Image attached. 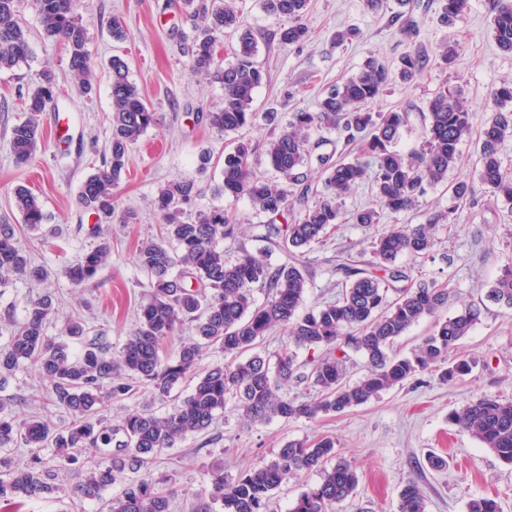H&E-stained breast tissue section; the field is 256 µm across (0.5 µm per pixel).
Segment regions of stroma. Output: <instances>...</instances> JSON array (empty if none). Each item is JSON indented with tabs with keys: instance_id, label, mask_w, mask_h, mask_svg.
Masks as SVG:
<instances>
[{
	"instance_id": "obj_1",
	"label": "stroma",
	"mask_w": 512,
	"mask_h": 512,
	"mask_svg": "<svg viewBox=\"0 0 512 512\" xmlns=\"http://www.w3.org/2000/svg\"><path fill=\"white\" fill-rule=\"evenodd\" d=\"M495 4L496 0H470L468 10L445 25L440 21L442 0H406L402 5L387 0L377 11L365 0H310L303 19L308 36L297 46L280 43L276 32L282 21L264 11L262 0H239L241 19L256 36V59L266 73L253 107L259 114H277L275 124L259 118L241 132L257 148L258 174L279 181L267 162L266 143L287 126L296 110H316L328 86L357 74L373 54L390 65L415 49L433 56L421 77L392 85L369 106L373 112L409 111L410 123L398 142L402 152L419 147L421 113L440 88L459 90L474 114V124H481L492 90L512 83V54L503 53L491 33ZM19 11L28 29L29 54L13 69L0 70V224L17 225L18 247L48 276L42 281L15 280L0 295V308H13L11 319L0 318V346L23 322L31 300L49 293L57 315L46 327L48 336L61 338L65 320L78 316L92 332L104 334L112 354H119L151 291L134 255L142 243L157 237L160 219L153 201L158 188L173 180L194 185L183 220L220 207L238 223L236 239L223 243L227 257L243 247L263 248L272 263L283 261L281 250L256 238L266 216L246 198H229L219 190L224 155L232 149L234 137L213 129L205 119L206 113L221 107L224 88L216 78L196 75L190 68L200 21L182 0H79L76 13L87 31L96 70L87 94L80 93L72 79L60 43L44 34L34 0H20ZM400 11L416 20L414 35L405 36L391 26V17ZM115 18L128 32L121 42L110 33L109 23ZM348 29L354 32L352 39L337 45L336 33ZM446 43L458 47L457 58L448 66L435 56ZM116 55L127 62L130 81L158 121L134 146L115 190V212L102 219L86 211L78 196L85 177L102 166L108 153L112 98L107 66ZM44 69L56 77L58 108L40 114L44 139L35 155L20 164L10 149V128L24 119L21 99ZM459 154L448 180L470 182L474 204L452 208L445 186L438 185L428 188L408 213L386 216L369 227L347 221L329 231L308 251L309 286L302 308L318 307L340 293V277L326 263L337 247L350 246L368 261L372 242L392 225L423 224L430 216L444 214L431 257L404 256L399 263L412 268L416 279L453 289L448 314L467 305L480 308V322L452 353L453 358L472 362L471 373L451 382L428 374L423 383L405 384L367 404L313 421L275 418L253 425L234 407H226L207 432L187 436L152 465V474L170 478L178 491L172 512H188L194 495L208 488L212 465H223L225 479L233 481L254 465L275 459L286 441L321 437L333 439L338 453L358 474L355 494L337 504L336 512H397L399 492L411 479L423 492L426 512H467L469 501L481 496L495 499L500 512H512V467L448 420L452 409L485 396L512 399V309L486 298L506 257L512 256V206L492 198L481 184L475 138L463 141ZM19 183L28 186L43 207L46 222L40 230L24 227L12 203V190ZM97 223L109 229L112 256L92 280L74 285L64 270L96 245L91 229ZM46 395L45 382L29 364L0 389V399H11L18 420L45 414L55 424L67 423L64 409L45 406ZM431 452L446 459V468H429L426 457Z\"/></svg>"
}]
</instances>
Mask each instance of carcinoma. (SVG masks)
Masks as SVG:
<instances>
[{"mask_svg":"<svg viewBox=\"0 0 512 512\" xmlns=\"http://www.w3.org/2000/svg\"><path fill=\"white\" fill-rule=\"evenodd\" d=\"M264 10L288 25L277 32L283 44H299L307 37L303 23L309 0H262ZM18 0H0V69L13 68L29 52L28 33L18 18ZM39 23L46 36L59 40L70 71L80 90H92L87 32L75 13L74 0H36ZM469 7V0H445L442 21L453 23ZM202 12V36L191 47V68L198 74H216L224 86L223 106L207 114L210 126L226 134L237 133L252 123L254 93L265 79L256 61L257 41L240 29L236 0L197 7ZM491 29L498 48L512 54V0H497ZM237 34L233 60L216 67L218 36ZM430 57L413 51L400 58L392 70L370 59L353 77L325 92L315 112L298 110L288 127L266 145L270 165L283 178L274 184L258 175L251 163L249 141L236 139L224 155V195L247 198L270 217L260 224L257 237L279 246L285 261L272 265L263 251L239 249L234 260L224 257L221 242L236 238L239 225L213 208L192 221H182V206L191 200L193 186L172 181L160 188L154 208L161 220L160 235L136 251L135 262L150 277L151 292L140 305L136 327L122 350L114 356L104 337L88 335L83 321L66 320L64 335L83 342L80 353L66 340L46 335V325L57 312L46 293L30 302L21 325L0 349V386L25 363L35 366L47 382L48 399L64 408L70 422L58 427L46 420L20 424L11 403L0 401V448L22 444L27 448H52L56 464L46 466L36 456L26 468H13L0 456V512H18L25 500H39L60 489L63 474L74 477L73 507L79 512L85 500H101L104 491L124 476L121 493L105 502L107 512H171L175 491L151 474V464L190 434L208 431L229 403L250 422L262 424L274 418L313 420L361 406L384 390L416 380L433 371L452 381L472 370L466 360L448 363L457 343L480 320V309L467 307L442 318L452 291L435 282L414 279L413 268L396 264L401 256L426 258L434 246L443 215L425 224H400L372 244L375 261L360 263L346 248H337L334 269L345 277L341 296L308 313H300L308 288L306 248L319 243L328 230L343 223L338 207L353 186L371 181L375 203L355 212V224L379 223L385 215L412 210L427 188L447 181L448 170L459 157V145L470 137L473 113L462 97L445 88L427 103L424 140L410 153L394 148L410 113L389 110L373 114L359 106L376 100L393 82L408 83L424 73ZM128 65L115 56L110 63L112 133L103 166L89 174L79 191L83 208L95 214L112 211V199L131 150L140 136L157 123L153 112L128 77ZM57 98L55 75L41 72L31 92L22 99L24 120L10 130L15 158L28 161L37 151L42 134L38 116ZM512 84L490 94L488 116L477 141L479 179L492 196L512 204V178L502 171L500 153L512 139ZM323 130L336 131L330 140ZM363 142L364 157L347 158L344 148ZM314 164L323 174L322 200L310 205V187L303 168ZM303 206L294 223L278 225L275 219L291 202ZM13 203L23 224L36 228L46 220L38 197L26 186L13 190ZM12 224H0V288L18 278L42 280L45 272L29 263L16 245ZM111 252L103 241L87 250L65 269L77 285L91 280ZM263 288L266 300L258 305L253 290ZM488 300L512 309V258L487 294ZM425 317L436 318L434 331L409 355L394 353V345L412 325ZM193 326L194 336L180 342L174 353L164 346L182 326ZM281 328L288 349L273 356L256 352L260 343ZM224 354V362L205 371L197 366L202 351ZM320 355L298 361V351ZM360 353L367 372L348 380V351ZM190 393L171 410L157 413L151 404L128 411L114 428L102 415L114 402L133 398L144 388L156 400H165L186 380ZM314 389L310 394L288 395V384ZM449 421L470 433L503 462L512 466V401L486 396L449 414ZM310 471L320 481L304 490L289 512H331L349 498L358 485L356 470L338 456L330 438L313 442L289 440L276 458L260 463L235 481H224V471L212 473L210 489L191 504L190 512H268L272 492L282 483ZM425 499L415 480L407 481L399 494L398 512H425ZM468 512H499L496 500L473 498Z\"/></svg>","mask_w":512,"mask_h":512,"instance_id":"1","label":"carcinoma"}]
</instances>
